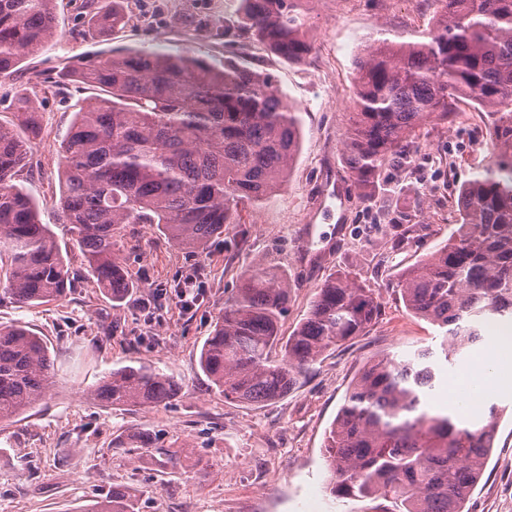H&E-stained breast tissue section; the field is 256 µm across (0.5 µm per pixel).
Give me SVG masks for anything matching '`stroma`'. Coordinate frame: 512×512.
<instances>
[{"label":"stroma","instance_id":"stroma-1","mask_svg":"<svg viewBox=\"0 0 512 512\" xmlns=\"http://www.w3.org/2000/svg\"><path fill=\"white\" fill-rule=\"evenodd\" d=\"M125 25L86 35L81 0H56V34L18 70L0 78V122L13 118L14 95L26 88L41 124L27 168L17 178L41 206L70 266L83 255L68 241L53 200L59 193V147L76 112L93 95L61 88L63 68L148 48L198 52L215 67L232 59L275 74L280 93L300 114L301 147L287 183L264 204L245 206L206 254L190 256L153 224H124L116 254L135 284L120 305L87 279L59 302L21 307L0 301V323L19 321L46 340L53 386L35 408L0 424V512H87L92 497L136 492L140 512H384V500L338 498L327 488L325 436L352 382L371 360L439 347L438 327L409 313L396 290L401 270L425 259L456 231L459 187L488 166L482 148L495 117L466 99L449 123L424 125L408 157L383 170L363 202L342 156L355 104L350 87L359 57L378 39L418 40L433 0H310V55L288 62L257 42L216 32L235 24L239 0H124ZM403 224H394L396 216ZM262 262L292 284L281 323L290 336L317 287L351 272L382 302L369 331L326 353L283 398L261 406L225 400L199 367L200 349L238 281ZM198 268L202 289L183 312L175 278ZM139 361L173 376L169 405L112 407L88 393L105 374ZM488 393L466 414H502L492 454L466 503L467 512H512V378H487ZM137 431L161 446L117 452L112 438Z\"/></svg>","mask_w":512,"mask_h":512}]
</instances>
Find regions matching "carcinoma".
<instances>
[{
	"label": "carcinoma",
	"instance_id": "obj_1",
	"mask_svg": "<svg viewBox=\"0 0 512 512\" xmlns=\"http://www.w3.org/2000/svg\"><path fill=\"white\" fill-rule=\"evenodd\" d=\"M302 0H241L237 31L285 60L312 50ZM421 40L375 41L356 64V112L342 141L362 201L383 168L407 158L408 142L431 119L456 115L466 97L498 115L492 165L464 183L459 227L398 281L405 307L444 329L441 353L415 350L370 363L352 383L326 436L331 493L384 498L395 512H463L492 452L498 407L473 419L428 410L448 362L483 339L490 321H512V0H434ZM55 0H0V76L39 52L55 32ZM120 0L90 29L124 22ZM63 76L97 90L60 145L56 201L86 275L120 303L134 284L115 258L121 224H156L188 253L203 252L237 223L241 206L261 203L288 181L299 150L298 113L275 76L231 62L217 69L195 54L146 49L76 65ZM38 134L37 108L15 95L14 119L0 122V274L22 306L66 297L77 273L63 256L39 203L15 183ZM291 285L256 265L224 302L199 365L224 399L263 405L286 395L324 354L362 335L381 303L350 274L318 288L291 336L279 333ZM54 360L43 337L21 322L0 324V423L47 395ZM172 376L146 365L105 375L89 391L113 407L167 404ZM157 445L145 433L120 435L116 448ZM138 497L112 490L94 512H139Z\"/></svg>",
	"mask_w": 512,
	"mask_h": 512
}]
</instances>
